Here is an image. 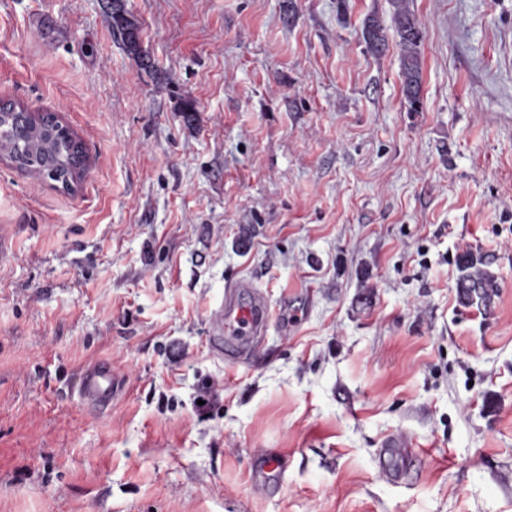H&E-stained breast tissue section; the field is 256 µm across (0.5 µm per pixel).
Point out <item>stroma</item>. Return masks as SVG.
I'll return each instance as SVG.
<instances>
[{"mask_svg": "<svg viewBox=\"0 0 512 512\" xmlns=\"http://www.w3.org/2000/svg\"><path fill=\"white\" fill-rule=\"evenodd\" d=\"M126 7L154 72L104 0H0V102L88 158L65 190L0 156V512H512V0H411L419 112L390 0ZM241 278L273 316L232 365L208 336ZM97 359L106 414L69 392ZM106 12L110 15L112 31L119 36L125 48L134 55L141 67L152 70L154 65L139 39V26L126 8L124 0H109ZM393 21L399 38L402 90L409 111L422 109V43L420 23L408 0H391ZM362 36L373 55H381L386 50V38L376 16L370 15L364 20ZM463 275L457 284L460 302L467 306L476 305L484 312L490 310L494 296L497 295L495 276L484 268L482 260L468 254L460 258Z\"/></svg>", "mask_w": 512, "mask_h": 512, "instance_id": "obj_1", "label": "stroma"}]
</instances>
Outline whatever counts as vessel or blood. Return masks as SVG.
<instances>
[{
  "label": "vessel or blood",
  "mask_w": 512,
  "mask_h": 512,
  "mask_svg": "<svg viewBox=\"0 0 512 512\" xmlns=\"http://www.w3.org/2000/svg\"><path fill=\"white\" fill-rule=\"evenodd\" d=\"M270 308L260 291L247 280L230 285L212 313L213 334L209 346L221 358L236 361L254 352L267 332ZM119 382L107 362L81 370L70 387L80 404L104 414L111 410Z\"/></svg>",
  "instance_id": "vessel-or-blood-1"
}]
</instances>
